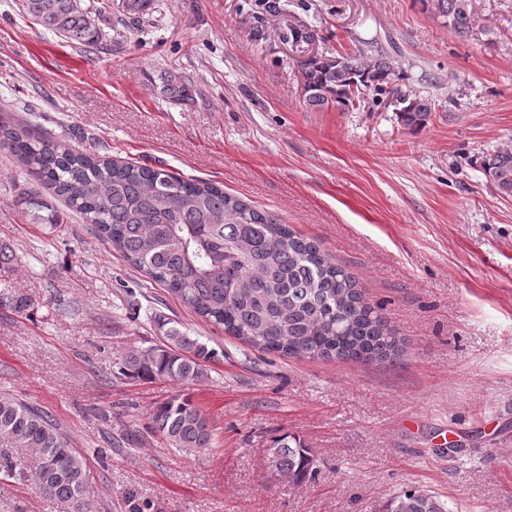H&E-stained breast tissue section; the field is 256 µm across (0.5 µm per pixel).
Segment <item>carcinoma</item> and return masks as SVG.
<instances>
[{
  "label": "carcinoma",
  "instance_id": "obj_1",
  "mask_svg": "<svg viewBox=\"0 0 512 512\" xmlns=\"http://www.w3.org/2000/svg\"><path fill=\"white\" fill-rule=\"evenodd\" d=\"M25 13L45 30L82 45L102 37L95 17L112 5L85 0H22ZM431 3L448 27L469 32L472 0ZM312 95L308 105L353 109L369 92L397 100V119L423 127L431 100L383 80L370 86L367 74L394 75L393 57L379 49L338 53L302 64ZM0 145L16 156L36 186L20 199L32 224L56 229L65 214L54 200L79 215L135 269L166 288L187 309L224 327L243 344L287 358L384 362L398 359L403 343L377 306L369 303L351 271L265 211L253 208L211 182L184 179L147 165L65 147L50 137L34 138L28 127L0 124ZM484 174L502 195L512 196V147L496 151ZM53 190L47 199L43 189ZM153 322L162 342L131 346L121 357L123 374L144 379L198 381L217 352L161 314ZM150 428L175 448H209L213 433L199 407L173 397L150 414ZM0 446L34 452L33 474L5 456L0 476L32 481L65 512H89L85 501L87 465L67 435L46 412L0 394ZM304 442L284 433L268 448L267 467L298 484L315 471ZM382 512H450L439 497L416 490L387 498Z\"/></svg>",
  "mask_w": 512,
  "mask_h": 512
}]
</instances>
